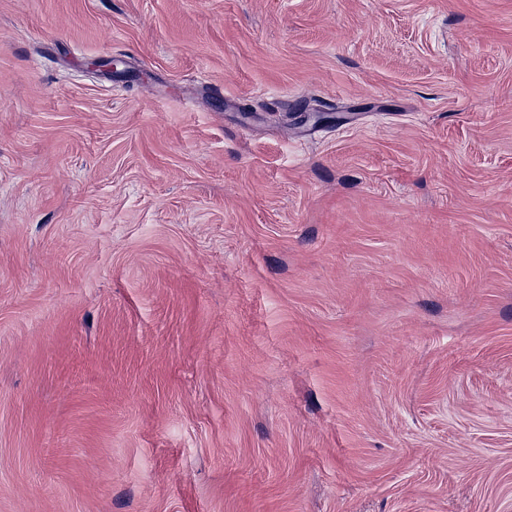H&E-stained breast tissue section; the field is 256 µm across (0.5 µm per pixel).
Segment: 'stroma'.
Returning a JSON list of instances; mask_svg holds the SVG:
<instances>
[{
    "mask_svg": "<svg viewBox=\"0 0 512 512\" xmlns=\"http://www.w3.org/2000/svg\"><path fill=\"white\" fill-rule=\"evenodd\" d=\"M0 512H512V0H0Z\"/></svg>",
    "mask_w": 512,
    "mask_h": 512,
    "instance_id": "stroma-1",
    "label": "stroma"
}]
</instances>
